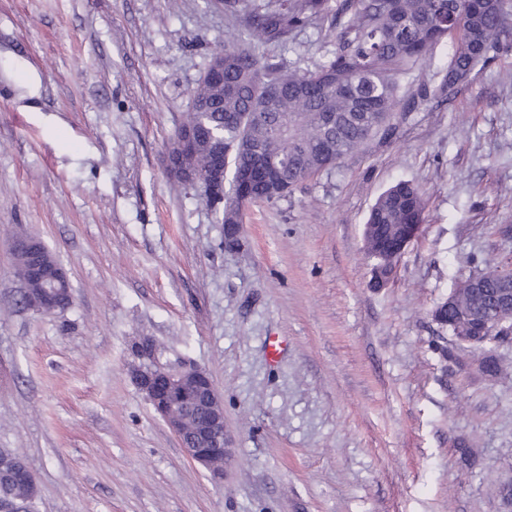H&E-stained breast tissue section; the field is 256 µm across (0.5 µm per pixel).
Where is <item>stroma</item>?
Segmentation results:
<instances>
[{
	"label": "stroma",
	"mask_w": 512,
	"mask_h": 512,
	"mask_svg": "<svg viewBox=\"0 0 512 512\" xmlns=\"http://www.w3.org/2000/svg\"><path fill=\"white\" fill-rule=\"evenodd\" d=\"M246 34L214 0H0V448L38 512H512V345L489 377L432 308L512 255V50L274 203L242 245L164 165L211 53ZM295 32L277 60L323 62ZM417 183L426 222L371 287L363 227ZM40 238L72 303L21 307L10 242ZM224 401L222 481L133 380L134 341ZM452 345V344H451Z\"/></svg>",
	"instance_id": "1"
}]
</instances>
